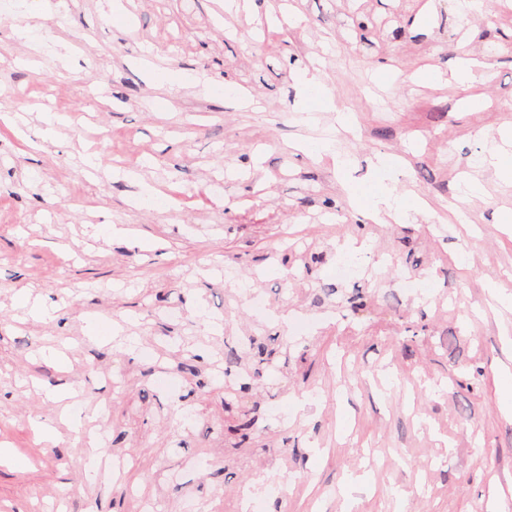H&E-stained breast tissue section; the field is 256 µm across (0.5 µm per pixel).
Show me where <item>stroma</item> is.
I'll use <instances>...</instances> for the list:
<instances>
[{
	"mask_svg": "<svg viewBox=\"0 0 512 512\" xmlns=\"http://www.w3.org/2000/svg\"><path fill=\"white\" fill-rule=\"evenodd\" d=\"M487 2L480 16L456 0H251L247 13L122 0L118 15L113 0H15L0 13V448L22 464L0 465V512H238L243 488L267 512H343L350 473L367 477L352 512H486L494 487L512 512V309L489 295L512 293V233L495 222L512 183L480 162L512 127V0ZM25 24L35 44L17 39ZM468 54L482 65L463 86ZM429 68L441 80H418ZM304 70L333 90L312 125L299 121ZM185 71L206 83L181 85ZM45 108L68 117L51 142L37 138ZM105 133L111 156L83 171L81 145ZM323 137L349 165L297 148ZM385 155L425 205L400 223L350 200ZM470 178L486 193L461 223ZM142 182L159 199H139ZM353 241L367 253L337 279ZM282 250L290 268L271 260ZM21 292L55 319L25 320ZM256 293L277 322L256 314ZM269 335L288 355L250 392L251 447H225L224 348ZM50 347L66 373L42 359ZM64 381L66 407L47 395ZM33 416L57 425V445Z\"/></svg>",
	"mask_w": 512,
	"mask_h": 512,
	"instance_id": "obj_1",
	"label": "stroma"
}]
</instances>
